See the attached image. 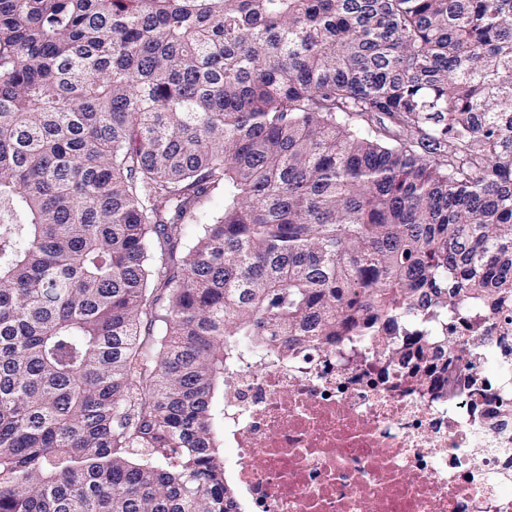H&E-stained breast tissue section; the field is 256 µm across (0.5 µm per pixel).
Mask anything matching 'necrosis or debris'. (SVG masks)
<instances>
[{"mask_svg": "<svg viewBox=\"0 0 512 512\" xmlns=\"http://www.w3.org/2000/svg\"><path fill=\"white\" fill-rule=\"evenodd\" d=\"M470 367L424 385L309 345L224 376L242 512H512V315L474 302Z\"/></svg>", "mask_w": 512, "mask_h": 512, "instance_id": "4bbe7bcc", "label": "necrosis or debris"}]
</instances>
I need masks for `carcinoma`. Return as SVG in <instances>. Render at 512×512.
<instances>
[{
  "instance_id": "cac0c4a2",
  "label": "carcinoma",
  "mask_w": 512,
  "mask_h": 512,
  "mask_svg": "<svg viewBox=\"0 0 512 512\" xmlns=\"http://www.w3.org/2000/svg\"><path fill=\"white\" fill-rule=\"evenodd\" d=\"M469 300L512 312V0H0V512H230L242 350L434 384Z\"/></svg>"
}]
</instances>
